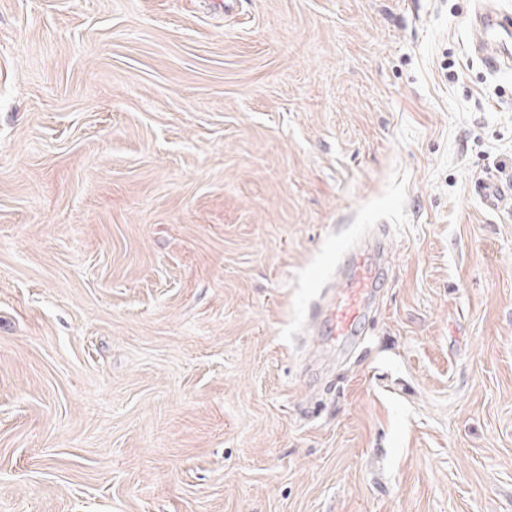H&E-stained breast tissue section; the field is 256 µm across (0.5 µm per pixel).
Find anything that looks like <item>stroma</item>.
<instances>
[{
  "label": "stroma",
  "instance_id": "stroma-1",
  "mask_svg": "<svg viewBox=\"0 0 512 512\" xmlns=\"http://www.w3.org/2000/svg\"><path fill=\"white\" fill-rule=\"evenodd\" d=\"M473 8L0 0V512H512ZM373 235L343 342L312 309Z\"/></svg>",
  "mask_w": 512,
  "mask_h": 512
}]
</instances>
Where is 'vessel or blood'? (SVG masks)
I'll use <instances>...</instances> for the list:
<instances>
[{
    "label": "vessel or blood",
    "mask_w": 512,
    "mask_h": 512,
    "mask_svg": "<svg viewBox=\"0 0 512 512\" xmlns=\"http://www.w3.org/2000/svg\"><path fill=\"white\" fill-rule=\"evenodd\" d=\"M475 33L474 53L493 72L512 68V14L501 9L496 0H482L469 19ZM383 240L349 247L337 266L336 288L320 308L331 335H355L365 320L378 286L379 258L385 252Z\"/></svg>",
    "instance_id": "b4317fda"
}]
</instances>
